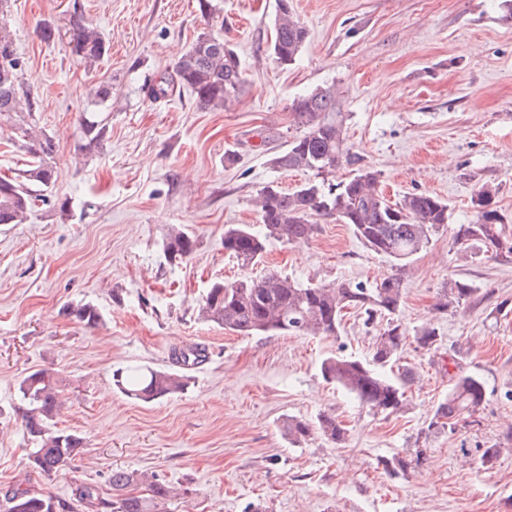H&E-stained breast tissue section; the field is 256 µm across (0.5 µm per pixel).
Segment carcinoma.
Instances as JSON below:
<instances>
[{"label":"carcinoma","instance_id":"obj_1","mask_svg":"<svg viewBox=\"0 0 512 512\" xmlns=\"http://www.w3.org/2000/svg\"><path fill=\"white\" fill-rule=\"evenodd\" d=\"M39 35L45 42L68 39L71 54L87 67L100 62L108 53L101 32L82 16L70 15L62 27L46 25ZM306 28L291 15L289 0H277L275 38L272 53L282 65L295 61L307 39ZM18 70L0 67V126L10 125L28 139L32 155L29 168L15 176L0 174V224H20L54 181L52 165L55 143L45 136L34 139L24 127L22 114H32L33 103L20 95ZM194 93L203 109H222L235 101L244 87L240 61L224 40L212 35L197 38L180 58L174 76L153 86L150 95H167L174 87ZM291 115L300 134L287 142L285 149L270 159L279 170L302 169L311 178L291 192L274 183L265 185L256 201L262 229L246 224L224 229V251L243 269L262 262L270 240L288 243L306 242L319 232L315 218L338 219L352 226L354 235L368 250L388 258L394 273L372 286L351 279L324 284H300L286 275L269 272L259 279L248 277L224 283H212L202 299L206 320L227 331L243 336L291 333L336 336L343 312L354 309L363 314V325L370 329L386 319L379 330L371 358L329 356L321 362L323 378L353 395L374 415L390 416L407 406L408 389L415 372L401 364L408 341L426 351H436L442 343L437 328L426 323L409 333L391 318L401 307L405 294L404 274L413 256L431 242L432 236L448 223V204L439 197L422 192L409 193L392 202L380 191L382 172L365 163L344 137V113L336 94L330 89H316L293 100ZM109 132L107 123L85 119L81 148L93 152ZM351 167L348 177L335 180L336 169ZM475 219L456 228L453 244L457 251L472 255L507 256L512 254V238L505 234V224L495 202V192L479 191L472 198ZM197 248L195 236L180 227L169 230L164 253L170 260L190 258ZM476 288L457 280L442 289L435 310L467 304ZM68 316L87 328L102 321V313L93 304L79 302L66 308ZM453 371L448 373V397L438 404L428 425L416 438L415 448L392 454L381 460L384 471L394 477L405 476L426 459L427 443L432 436L452 432L460 420L475 415L485 403L484 381L463 366L448 359ZM116 388L125 396L144 403L162 400L183 391L188 377L147 366L119 369L113 373ZM22 420L33 448L31 464L43 473H53L74 460L84 448V438L72 431L53 429L58 408L57 382L45 370L25 376L19 384ZM289 443L300 444L317 434L333 445H343L348 429L331 413L323 412L315 420L288 418L283 425ZM502 449L497 445L483 448L478 464L494 467ZM136 481L134 474L115 471L111 476L112 498L107 499L93 486H82L79 499L89 512H160L174 494L162 481L148 485L147 495H135L128 488ZM7 512H63L65 504L52 497L16 486L6 490Z\"/></svg>","mask_w":512,"mask_h":512}]
</instances>
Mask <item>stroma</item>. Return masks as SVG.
Here are the masks:
<instances>
[{"mask_svg":"<svg viewBox=\"0 0 512 512\" xmlns=\"http://www.w3.org/2000/svg\"><path fill=\"white\" fill-rule=\"evenodd\" d=\"M209 3L205 15L199 0H10L0 17L36 128L59 145L47 204L26 223L0 224V496L20 485L71 505L85 484L111 495L112 473L128 471L176 488L166 512H243L251 502L262 512H512V256L464 259L453 245L484 187L496 190L512 234V0H290L309 35L287 66L270 50L276 0ZM73 13L109 44L94 67L66 41L39 37ZM204 34L237 52L242 95L219 110L182 89L151 97ZM102 84L112 93L99 105ZM319 88L335 91L344 134L382 172L387 199L427 192L448 204L397 313L410 330L432 323L442 346L406 345L416 380L390 417L359 408L320 373L332 354L370 358L373 337L357 312L327 337L243 336L199 311L213 282L244 275L275 271L306 284L390 273L333 219L308 242H271L247 270L224 251L225 225L259 224L262 187L307 180L270 159L297 134L292 101ZM93 111L109 133L82 157L81 125ZM173 227L197 238L191 258L166 259ZM456 280L477 287L474 302L437 312ZM71 302L96 305L102 323L64 315ZM196 345L206 358L184 391L142 403L115 388L113 373L130 366L180 371L174 353ZM451 355L482 376L486 401L474 422L432 439L422 466L390 477L379 460L412 446L447 397L439 363ZM40 369L61 390L56 429L85 439L71 465L49 475L28 459L18 410L20 381ZM324 411L348 427L345 444L282 435L284 419ZM494 443L501 457L483 469L477 451Z\"/></svg>","mask_w":512,"mask_h":512,"instance_id":"obj_1","label":"stroma"}]
</instances>
